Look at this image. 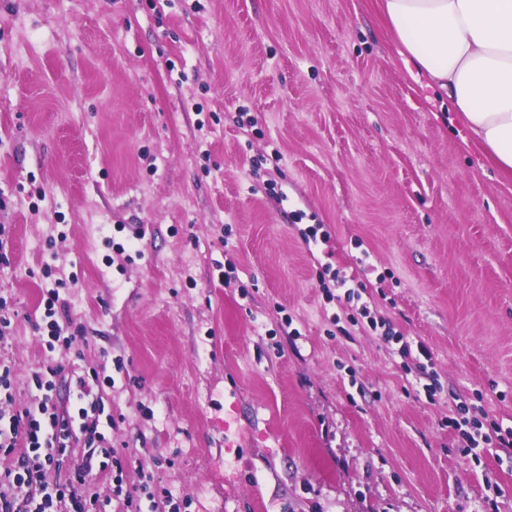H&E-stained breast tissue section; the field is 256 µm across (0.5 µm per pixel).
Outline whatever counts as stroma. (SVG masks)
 <instances>
[{"instance_id": "1", "label": "stroma", "mask_w": 512, "mask_h": 512, "mask_svg": "<svg viewBox=\"0 0 512 512\" xmlns=\"http://www.w3.org/2000/svg\"><path fill=\"white\" fill-rule=\"evenodd\" d=\"M441 103L376 0H0L15 406L54 288L83 334L54 354L60 398L123 365L104 434L124 490L145 472L186 512H512V458L445 425L462 393L512 426V178ZM342 279L430 347L435 401L376 333L343 337Z\"/></svg>"}]
</instances>
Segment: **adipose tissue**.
I'll return each mask as SVG.
<instances>
[{
	"label": "adipose tissue",
	"instance_id": "adipose-tissue-1",
	"mask_svg": "<svg viewBox=\"0 0 512 512\" xmlns=\"http://www.w3.org/2000/svg\"><path fill=\"white\" fill-rule=\"evenodd\" d=\"M404 65L459 112L472 142L512 174V0H381Z\"/></svg>",
	"mask_w": 512,
	"mask_h": 512
}]
</instances>
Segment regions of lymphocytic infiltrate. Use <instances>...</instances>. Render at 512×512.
I'll list each match as a JSON object with an SVG mask.
<instances>
[{
	"label": "lymphocytic infiltrate",
	"instance_id": "f902f5d3",
	"mask_svg": "<svg viewBox=\"0 0 512 512\" xmlns=\"http://www.w3.org/2000/svg\"><path fill=\"white\" fill-rule=\"evenodd\" d=\"M361 298L360 292L349 288L336 302L348 310L351 325L367 321L370 329L379 330L385 343L395 345L396 355L407 368L424 379L427 398H435L441 385L437 372L428 368L433 359L431 349L424 342L409 341L390 322L372 318ZM44 319L47 351L76 343L68 305L57 290L48 292ZM57 372L50 364L34 372L32 381L43 394L41 401L9 412L8 426L0 427V452L11 458L0 468V512H97L96 500L84 491L87 477L95 468L109 472L124 465L122 456L105 446L99 430L105 405L98 389L112 383L106 367H93L76 376L72 388L75 405L70 410L58 407L52 398ZM452 406L448 427L457 433L465 454L477 456L495 449L512 455V427L489 419L464 395H453ZM80 442L91 451L90 457L82 460L71 452Z\"/></svg>",
	"mask_w": 512,
	"mask_h": 512
}]
</instances>
